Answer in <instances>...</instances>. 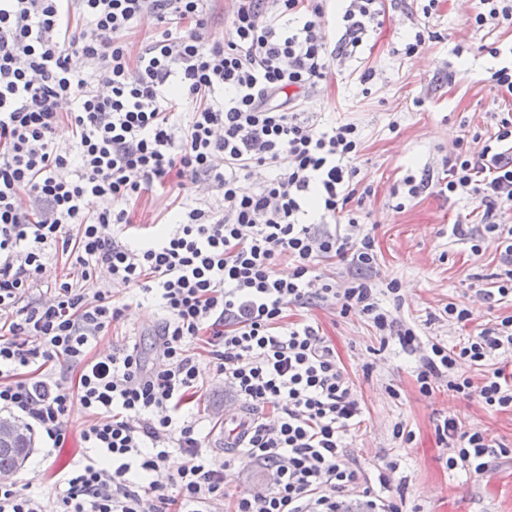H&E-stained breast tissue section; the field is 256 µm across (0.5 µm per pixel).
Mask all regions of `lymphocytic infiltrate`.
<instances>
[{"label": "lymphocytic infiltrate", "mask_w": 512, "mask_h": 512, "mask_svg": "<svg viewBox=\"0 0 512 512\" xmlns=\"http://www.w3.org/2000/svg\"><path fill=\"white\" fill-rule=\"evenodd\" d=\"M207 0H0V410L16 412L62 447L79 398L93 417L84 454L64 472L56 512H340L356 475L344 439L362 414L348 377L319 327L288 323V308L314 301L358 309L382 341L418 352L421 393L438 382L485 408L512 410V373L488 368L512 352V316L447 347L397 321L376 280L375 240L355 199L361 134L351 122L315 124L302 110L334 61L361 46L381 0H347L336 44L321 33L313 0H236L231 41L198 34ZM155 35L131 52L123 33L142 18ZM80 55L84 70L71 65ZM188 124L172 121L180 103ZM72 137L55 139L60 124ZM479 151L458 147L444 178L406 177L408 197L436 187L468 199L481 229L457 221L448 237L481 255L494 239L500 271L486 299L512 298V113L493 115ZM260 168L272 177L242 191ZM192 172L205 194L184 188L176 221L131 247L130 203ZM60 249L80 275L46 282V256ZM337 258L356 270L344 289L320 270ZM288 261L292 271L279 277ZM155 299L164 312L148 364L139 341L90 356L126 305L100 274ZM46 283L43 296L30 289ZM203 340L215 375L252 412L231 458L203 455L189 409L198 389L192 344ZM485 367L480 380L461 362ZM449 470L480 475L512 447L443 420ZM180 453L177 473L166 470ZM261 463L265 487L227 499L229 462Z\"/></svg>", "instance_id": "1"}]
</instances>
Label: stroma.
Segmentation results:
<instances>
[{
  "label": "stroma",
  "instance_id": "1",
  "mask_svg": "<svg viewBox=\"0 0 512 512\" xmlns=\"http://www.w3.org/2000/svg\"><path fill=\"white\" fill-rule=\"evenodd\" d=\"M428 5V0H384L381 26L369 31L354 56L334 62L320 94L309 100L306 109L318 113L325 123L358 126L361 175L373 190L363 206V220L375 238L377 276L400 282L403 320L415 323L427 338L451 346L461 339L462 330L448 322L444 313L448 303L468 304L481 323L512 316V301L487 303L476 295L498 272L499 254L490 247L476 256L467 244L449 240L448 226L455 220L466 217L477 222L474 204H448L430 189L398 210L391 191L406 176L425 170L443 175L458 140H471L476 130L486 127L491 113L512 109V98L488 92L486 80L502 61L481 49L485 43L512 47V25L502 24L483 36L470 21L477 0H438L427 17L423 9ZM422 29L433 31V38L416 55L402 56L403 45ZM368 68L375 70L376 78L365 88L359 75ZM459 69L464 70V79L449 80V73ZM394 120L399 128L393 132L389 124ZM174 197L166 189L143 193L130 204L133 224L149 232L163 231L174 211ZM138 311V316L127 313L112 324L100 336L97 351L110 350L131 336L149 342L160 312L150 301L139 305ZM287 315L292 321L306 318L319 324L363 407L360 428L346 439L358 475L344 504L346 512H362L369 498L391 502L398 512H512V459L498 460L481 476L449 471L448 451L434 431L448 418L511 445L512 411H490L448 391L442 383L422 394L416 382V358L381 348L363 314L344 316L339 306L320 303L290 308ZM198 368L203 387L192 410L215 425L206 439L207 450L220 454L224 448L217 427L231 396L214 381L207 356L199 357ZM90 422L85 409L75 405L65 447H53L46 437L34 434L33 448L16 481L40 499L54 500L63 468L81 453L79 433ZM398 423L411 431L410 442L394 438ZM391 461L398 468L385 488L378 475Z\"/></svg>",
  "mask_w": 512,
  "mask_h": 512
}]
</instances>
